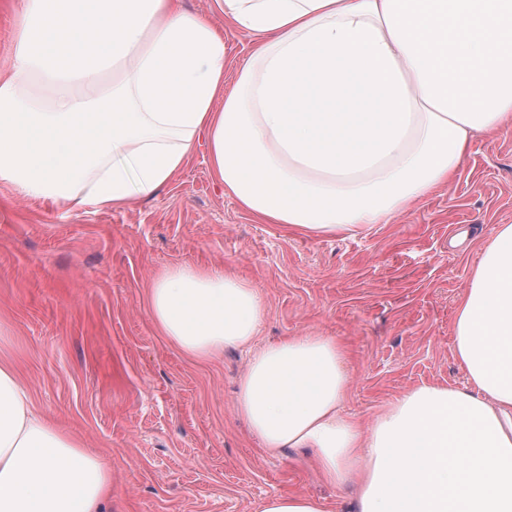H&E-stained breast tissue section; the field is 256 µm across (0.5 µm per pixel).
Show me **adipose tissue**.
Here are the masks:
<instances>
[{
  "instance_id": "1",
  "label": "adipose tissue",
  "mask_w": 512,
  "mask_h": 512,
  "mask_svg": "<svg viewBox=\"0 0 512 512\" xmlns=\"http://www.w3.org/2000/svg\"><path fill=\"white\" fill-rule=\"evenodd\" d=\"M253 50L224 83V34L180 0H21L0 71V182L66 211L126 208L206 140L224 194L263 224L329 236L387 224L512 127V0H217ZM49 81L50 103L31 93ZM153 323L187 356L244 349L236 411L276 454L310 448L355 512H512V224L458 302L467 384L346 415L333 336L256 346L266 304L220 268L160 271ZM112 475L38 412L0 355V512H103Z\"/></svg>"
}]
</instances>
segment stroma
Returning a JSON list of instances; mask_svg holds the SVG:
<instances>
[{
	"mask_svg": "<svg viewBox=\"0 0 512 512\" xmlns=\"http://www.w3.org/2000/svg\"><path fill=\"white\" fill-rule=\"evenodd\" d=\"M224 33L225 81L250 38L215 0H182ZM512 224V130L473 143L453 183L389 224L310 237L262 224L214 180L207 146L157 195L113 211L64 212L0 183V352L36 408L112 473L108 512H260L302 493L353 512L314 452L272 455L235 405L246 352L194 360L157 332L155 275L175 265L229 268L258 288V343L318 332L347 349L345 411L361 423L424 382L464 387L454 315L482 245Z\"/></svg>",
	"mask_w": 512,
	"mask_h": 512,
	"instance_id": "stroma-1",
	"label": "stroma"
}]
</instances>
